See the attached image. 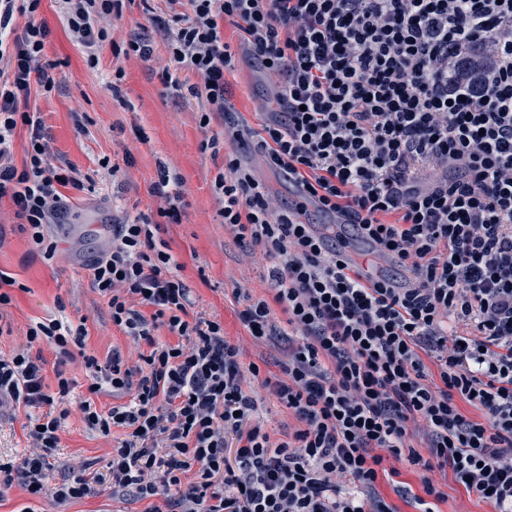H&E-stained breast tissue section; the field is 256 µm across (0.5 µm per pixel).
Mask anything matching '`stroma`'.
I'll return each instance as SVG.
<instances>
[{
    "mask_svg": "<svg viewBox=\"0 0 512 512\" xmlns=\"http://www.w3.org/2000/svg\"><path fill=\"white\" fill-rule=\"evenodd\" d=\"M39 18L51 30L45 45L46 59L58 62L59 84L50 95L38 97L35 108L54 152L82 171L98 169L103 157L121 163L115 186L98 185L95 192L67 189L72 203L68 223L49 225L48 236L57 239L64 253L54 264H46L30 250L20 233L9 199L0 200V270L23 283L15 291L7 320L12 327L0 336V352L10 353L25 344L29 325L66 314L72 321H85L88 336L84 352L67 362L75 381V398H92L100 410L119 404L110 392L89 394L91 383L81 365L83 355L106 359L113 350L134 352L131 337L113 325L105 298L91 285L88 264L112 245V227L134 220L142 213H155L157 199L151 187L160 170H167L184 194L182 220L166 225L164 239L182 268L180 277L190 288L196 311L218 317L224 334L245 348V361L259 360L263 348L254 344L239 319L243 308L235 290L265 294V269L246 260L219 215L221 203L212 190L213 180L224 163L212 150L202 149L207 135L221 133L223 121L214 117L207 130H200L194 114L205 102L187 96L181 107L161 94V73L136 57L116 55L112 45L135 36L152 37L156 55L166 59V41L149 21L141 0H129L123 17L115 21L112 40L101 48L96 64H88L81 47L69 35L67 23L55 0H42ZM123 69L121 97L105 87L116 69ZM232 111L242 113L252 128H260L265 117L254 110L253 99L270 87L255 59L240 49L236 70L226 77ZM243 163L271 195L290 200L294 192L287 180L269 168L255 143L240 151ZM132 165H124V156ZM65 310H58V303ZM112 452L111 439L89 431L78 417H71L61 434V446L51 460L50 483L68 474L73 461L87 464L91 472L104 471ZM147 502L129 494L108 491L82 500L58 503L52 497L32 499L19 487L0 496V512H146Z\"/></svg>",
    "mask_w": 512,
    "mask_h": 512,
    "instance_id": "stroma-1",
    "label": "stroma"
}]
</instances>
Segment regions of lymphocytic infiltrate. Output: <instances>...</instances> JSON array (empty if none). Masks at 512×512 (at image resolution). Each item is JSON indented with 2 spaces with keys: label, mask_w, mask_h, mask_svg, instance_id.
I'll use <instances>...</instances> for the list:
<instances>
[{
  "label": "lymphocytic infiltrate",
  "mask_w": 512,
  "mask_h": 512,
  "mask_svg": "<svg viewBox=\"0 0 512 512\" xmlns=\"http://www.w3.org/2000/svg\"><path fill=\"white\" fill-rule=\"evenodd\" d=\"M41 2L0 0V199L50 262L60 249L46 228L68 218L65 188L92 192L97 182L58 163L30 109L32 93L56 85ZM57 2L96 64L124 0ZM187 2L189 12L152 19L168 42L162 82L196 75L189 91L207 103L199 128L224 118L223 138L203 143L224 150L213 191L225 228L266 262L269 281L267 294L245 295L239 318L275 350L280 372L244 363L223 323L194 311L179 262L157 239L183 210L160 178L156 217L113 225L111 248L90 266L136 352L84 357L89 391L128 402L72 406L62 362L70 345L84 346L85 323L30 327L26 346L0 355V415L34 411L26 452L0 461V489L67 503L109 488L149 502L148 512H399L376 486L406 461L423 468L422 491H395L423 512L444 500L436 476L446 471L492 512H512V0ZM482 43L496 64L468 74ZM241 45L276 89L259 106L275 116L257 130L227 109ZM20 129L28 145L18 162ZM249 135L295 187L288 207L237 156ZM312 208L330 223L306 221ZM351 235L404 269L407 283L363 281L361 262L342 255ZM162 327L171 340L157 339ZM38 342L62 359L53 393ZM268 397L294 418L279 439L260 414ZM75 410L100 435L123 436L105 472L75 465L52 485L49 459Z\"/></svg>",
  "instance_id": "1"
}]
</instances>
